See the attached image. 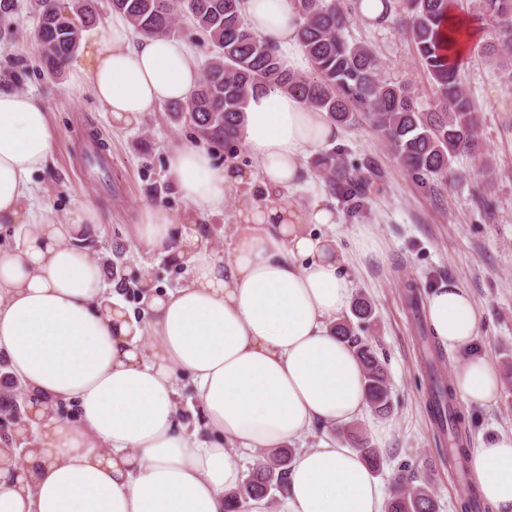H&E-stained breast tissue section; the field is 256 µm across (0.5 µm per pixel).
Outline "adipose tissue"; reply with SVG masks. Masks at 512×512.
Masks as SVG:
<instances>
[{
  "label": "adipose tissue",
  "mask_w": 512,
  "mask_h": 512,
  "mask_svg": "<svg viewBox=\"0 0 512 512\" xmlns=\"http://www.w3.org/2000/svg\"><path fill=\"white\" fill-rule=\"evenodd\" d=\"M243 12L256 34L298 46L288 0H243ZM87 56L73 82L89 84L117 124L186 99L201 81L186 43L156 36L130 44L122 19ZM337 133L298 92L269 86L248 94L241 126L256 172L216 166L198 146L174 147L168 173L190 208L178 216L144 207L135 237L183 265L188 280L159 293L142 278L138 321L77 245L85 225L100 223L98 210L82 207L63 224L34 202L31 176L54 148L45 108L0 89V227L15 228L11 245L0 246V357L33 414L25 456L0 440V512H227L225 496L243 480L236 450L272 452L318 426L331 436L296 452L288 512H386L361 451L332 435L367 407L361 363L333 330L351 305L347 257L335 237L309 230L336 224L337 214L289 200L307 154ZM250 179L259 195L240 202L230 256L199 230L173 238L175 224L222 211L228 191ZM425 311L441 347L475 342L480 319L466 289H433ZM182 373L195 383L207 438L181 419ZM452 389L466 403L489 405L499 374L473 355L455 369ZM62 402L76 405L74 421L59 419ZM470 465L492 512H512V433L473 449Z\"/></svg>",
  "instance_id": "adipose-tissue-1"
}]
</instances>
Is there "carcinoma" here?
<instances>
[{
	"label": "carcinoma",
	"mask_w": 512,
	"mask_h": 512,
	"mask_svg": "<svg viewBox=\"0 0 512 512\" xmlns=\"http://www.w3.org/2000/svg\"><path fill=\"white\" fill-rule=\"evenodd\" d=\"M96 0H71L67 15L54 0H33L38 19L41 60L50 73H59L77 51L82 27L95 21ZM359 0H290L300 20L301 50L315 77L308 79L290 69L277 46L248 26L242 0H111L112 11L124 17L142 37L176 32L174 18L182 15L209 36L213 55L198 89L188 101L171 107L173 118L193 124L208 142L232 145L244 117L248 90L266 85L300 92L312 108L324 111L340 126L350 127L365 118L390 142L402 167L426 184L448 177L450 161L457 154L474 152L479 144V122L453 57L454 33L446 27L449 10L460 0H405L407 29L417 63L433 84L434 100L418 105L411 90L380 76L374 50L367 44L349 42L346 31L356 15ZM468 17L477 29L491 27L497 38L480 52L500 64L504 84L512 90V0H472ZM312 167L328 181L330 193L355 213L368 192V179L348 172L342 151L319 152ZM351 312L360 321L373 313L371 302L356 297ZM336 334L356 349L364 367L368 403L374 413L387 415L392 402L384 367L369 343L357 336L351 321L336 324ZM454 396L438 383L430 409L440 427L452 430L448 462L468 467ZM350 442L359 448L376 472L382 465L379 451L357 432ZM293 449L257 457L248 476L228 496L231 512H247L249 501L266 498L274 504L282 491ZM432 490L396 483L388 512H436Z\"/></svg>",
	"instance_id": "carcinoma-1"
}]
</instances>
